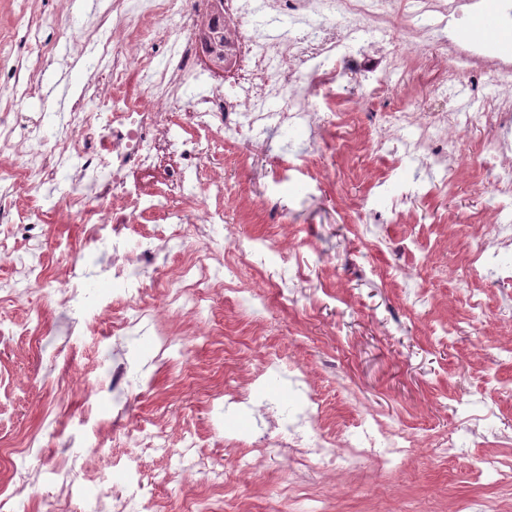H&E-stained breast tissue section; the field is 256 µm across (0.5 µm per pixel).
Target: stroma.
I'll return each instance as SVG.
<instances>
[{"instance_id": "1", "label": "stroma", "mask_w": 512, "mask_h": 512, "mask_svg": "<svg viewBox=\"0 0 512 512\" xmlns=\"http://www.w3.org/2000/svg\"><path fill=\"white\" fill-rule=\"evenodd\" d=\"M18 3L0 0V34L16 43L14 54L0 59L3 99L14 95L12 69L28 58V30L17 21ZM32 10L39 38L53 45L55 58L45 65L38 93L16 109L60 115L71 104L51 94L50 86L61 80L73 90L88 77L86 55L60 31L69 25L81 32L90 21L69 0H34ZM320 125L323 134L313 144L299 130L276 129L272 152L263 157L224 149V177L235 204L210 235L227 249L263 251L265 262L245 267L243 278L266 289V305L241 306L213 295L207 306L222 328L207 334L189 316L168 311L162 291H152L144 303L175 332L177 352H161L148 332L122 344L129 363L124 399L133 418L163 429L175 449L185 435L195 434L201 452L217 457L224 470L220 487L194 474L167 484L160 476L169 457L142 455L157 512H183L200 494L235 512L271 506L291 512L279 495L292 476L286 455L272 450L255 474L243 475L237 443L249 437L253 423L246 412L226 413L209 400L210 391L247 375L271 349L282 355L280 371L255 383V403L269 401L280 415L291 413L299 394L288 376L301 365L324 401L323 431L351 436L361 416L375 413L421 444L390 475L369 464L352 472L341 460L335 473L303 474V483L323 494L328 512H455L458 499L486 492L475 476L482 457L512 456V356L505 351L512 345V307L501 303L512 296V281L484 274L466 283L456 279L472 244L469 227L490 222L491 187L477 182L465 165L453 191L433 192L425 162L404 159L401 146L392 150L403 159L394 168L364 156L373 130L328 114ZM340 142L348 150H337ZM278 155L292 157L291 169L276 166ZM69 191L62 179L42 189L55 201L41 227L48 287L28 292L18 304L0 301V313L20 321L28 310L42 312L30 336L0 345V446L37 436L39 453L19 459L17 466L44 470L64 452L89 398L102 396L93 424L106 452L98 454L90 444L80 450L92 487L111 477L113 458L130 456L131 450L122 429L112 425L108 370L114 339L107 326L78 331L66 355L54 354L55 329L63 320L53 291L64 275L59 247L69 244L92 259L100 254L68 219ZM270 195L279 202L271 218L258 209ZM228 224L234 227L231 239L224 230ZM285 238L296 245L303 276L293 292L279 293L275 287L284 273L273 256ZM472 290L482 293L483 312L470 309L466 298ZM468 411L482 418L472 433L460 429ZM445 437L458 448L450 458L431 450Z\"/></svg>"}]
</instances>
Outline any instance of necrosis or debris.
Instances as JSON below:
<instances>
[{
    "label": "necrosis or debris",
    "instance_id": "necrosis-or-debris-1",
    "mask_svg": "<svg viewBox=\"0 0 512 512\" xmlns=\"http://www.w3.org/2000/svg\"><path fill=\"white\" fill-rule=\"evenodd\" d=\"M482 0H113L112 29L103 49L87 61L103 75L92 94H79L66 118L49 137L43 112H17L15 101L0 103V153L16 163L0 167V260L11 269L0 280V299L20 302L26 290L47 287L41 261L43 241L36 232L43 210L25 204L33 191L67 175L69 217L82 225L86 239L102 246L109 260L90 269L83 258L63 248L66 278L57 289L70 317L62 327L69 337L92 317L96 298L86 286L94 276L112 282V321L116 336L135 334L145 323L142 275L155 266L160 248L143 232L146 218L165 224L192 222L208 228L224 221V146L231 143L267 154L270 128L290 126L319 136V114L332 109L358 83L363 100L386 103L380 115L359 110L379 133L368 154L380 157L398 141L409 159H425L435 187L448 192L462 165L457 133L474 126L490 136L477 162L493 188L494 222L479 233L459 275L492 269L512 248V55L496 52L492 38L459 42L449 25L477 12ZM292 21L288 37H266L267 29ZM175 43L177 54L158 63L140 53L143 42ZM210 92L194 96L185 111L175 102L200 76ZM468 89L478 109L420 111L417 94L433 96L455 87ZM498 94L484 95L485 87ZM176 286H165L175 312L200 315L213 293L239 290L260 297L256 285L242 282L246 252L212 249L200 255L185 248ZM321 405L307 394L301 409L281 420L266 404L254 416L260 429L252 446L258 455L273 448L287 453L296 471L328 472L338 455L349 470L375 462L394 473L418 445L406 431L376 414L358 422L355 439L319 435ZM283 427L287 439L273 438ZM37 449L36 437L0 448V512H16V497L30 480L16 461ZM78 462L63 460L45 480L58 487L60 512L73 505L87 512H130L129 490L144 486L137 462H113L118 481L89 490L74 478Z\"/></svg>",
    "mask_w": 512,
    "mask_h": 512
}]
</instances>
